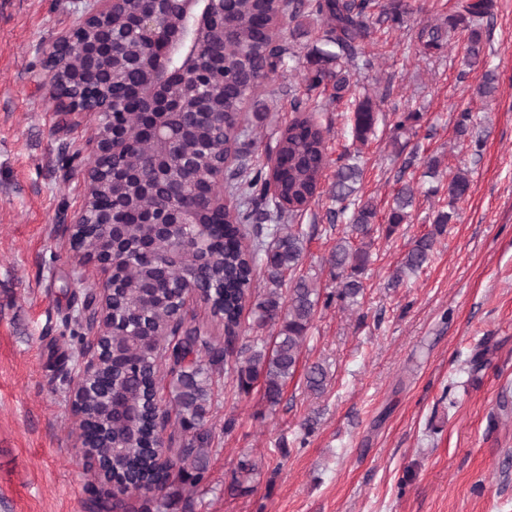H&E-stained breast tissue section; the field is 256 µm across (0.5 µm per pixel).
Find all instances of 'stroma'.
<instances>
[{
    "label": "stroma",
    "mask_w": 512,
    "mask_h": 512,
    "mask_svg": "<svg viewBox=\"0 0 512 512\" xmlns=\"http://www.w3.org/2000/svg\"><path fill=\"white\" fill-rule=\"evenodd\" d=\"M403 2L401 24L368 38L375 66L351 73L347 100L306 90L303 60L324 46L318 22L304 35L284 32L295 59L246 106L252 160L262 168L295 117L294 98L316 106L331 163L363 170L358 195L377 209L372 261L357 304L318 307L277 405L265 402L262 383L244 393L233 370L224 372L208 479L166 512H512V0H493L484 31L498 77L490 102L476 95L482 70L460 63L464 32L437 50L418 39L423 26L447 25L457 0ZM74 7L0 0V512H93V474L73 446L63 373L48 361L64 330V288L97 283L65 233L81 204V174L60 163L85 149L93 126L53 111L42 66ZM364 93L377 104V123L359 151L346 132L348 99ZM465 108L474 120L468 140L456 134ZM415 112L412 129L396 130L399 116ZM413 151L419 165L402 169ZM432 156L441 161L435 178L423 174ZM460 169L470 173V191L430 262L392 284ZM406 183L414 208L387 234L393 195ZM332 206L324 195L296 218L307 239L300 272L325 294L336 289L328 259L346 229L330 223ZM482 349L477 370L472 358ZM315 364L327 371L317 393L306 386ZM246 457L257 464L247 478L238 470Z\"/></svg>",
    "instance_id": "stroma-1"
}]
</instances>
